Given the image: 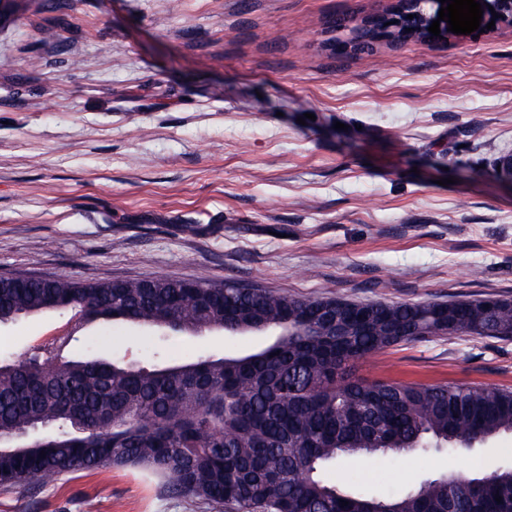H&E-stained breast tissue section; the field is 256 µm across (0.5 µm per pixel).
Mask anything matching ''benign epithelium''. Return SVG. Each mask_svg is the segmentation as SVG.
Segmentation results:
<instances>
[{
    "label": "benign epithelium",
    "mask_w": 512,
    "mask_h": 512,
    "mask_svg": "<svg viewBox=\"0 0 512 512\" xmlns=\"http://www.w3.org/2000/svg\"><path fill=\"white\" fill-rule=\"evenodd\" d=\"M494 11L498 14L495 25L512 26V0H492ZM441 8L439 0H398L395 8L382 15L372 16L363 21V26L371 30L373 41H390L393 34L402 33V40H410L422 35V40L435 43L440 38H448L446 26H440L441 37L429 33L428 27L438 18ZM413 18H407V15Z\"/></svg>",
    "instance_id": "obj_1"
}]
</instances>
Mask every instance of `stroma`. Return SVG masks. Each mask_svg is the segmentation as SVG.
Listing matches in <instances>:
<instances>
[{
    "mask_svg": "<svg viewBox=\"0 0 512 512\" xmlns=\"http://www.w3.org/2000/svg\"><path fill=\"white\" fill-rule=\"evenodd\" d=\"M394 2L65 0L0 26V274L512 300V183L496 174L512 154V27L336 52ZM336 14L345 27H330ZM58 16L64 25L43 39ZM448 175L454 184L442 185ZM72 320L1 325L0 361ZM271 341L97 322L77 327L65 353L151 369ZM360 373L512 388V341L422 339ZM509 463L511 436L467 456L353 457L323 475L391 495L468 464ZM0 512L225 510L107 468L0 488Z\"/></svg>",
    "mask_w": 512,
    "mask_h": 512,
    "instance_id": "stroma-1",
    "label": "stroma"
}]
</instances>
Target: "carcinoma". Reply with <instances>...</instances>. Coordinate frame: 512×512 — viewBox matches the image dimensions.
Returning <instances> with one entry per match:
<instances>
[{
  "instance_id": "cac0c4a2",
  "label": "carcinoma",
  "mask_w": 512,
  "mask_h": 512,
  "mask_svg": "<svg viewBox=\"0 0 512 512\" xmlns=\"http://www.w3.org/2000/svg\"><path fill=\"white\" fill-rule=\"evenodd\" d=\"M45 7L44 0H11L0 24ZM64 310L88 323L120 320L190 335L278 334L238 357L201 354L152 370L101 357L67 360L64 373L28 359L0 363V487L138 467L169 492L227 512H512V465L488 475L440 473L389 497L322 478L347 455H461L512 435V389L355 374L359 363L401 343L512 341L508 299L354 302L206 278L0 279V325ZM40 426L54 432L23 437Z\"/></svg>"
}]
</instances>
